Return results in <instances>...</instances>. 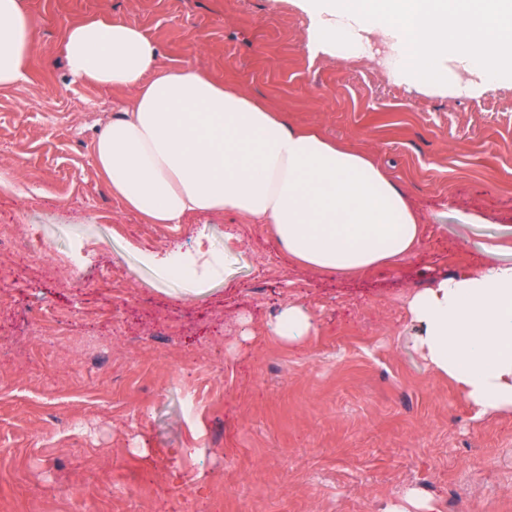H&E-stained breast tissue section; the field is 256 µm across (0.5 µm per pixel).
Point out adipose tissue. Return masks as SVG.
<instances>
[{
  "mask_svg": "<svg viewBox=\"0 0 512 512\" xmlns=\"http://www.w3.org/2000/svg\"><path fill=\"white\" fill-rule=\"evenodd\" d=\"M312 55L367 57L373 42L401 84L477 97L512 84V0H299ZM37 49L20 0H0V89L25 80ZM63 50L71 75L134 97L98 133L94 163L114 197L151 224L232 212L266 225L288 261L354 274L411 257L424 218L364 152L292 124L258 96L189 67L163 65L137 25L88 19ZM486 245L475 271L407 295L415 348L478 414L512 412V263ZM308 310L285 302L271 326L302 346Z\"/></svg>",
  "mask_w": 512,
  "mask_h": 512,
  "instance_id": "obj_1",
  "label": "adipose tissue"
}]
</instances>
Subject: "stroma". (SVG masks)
I'll use <instances>...</instances> for the list:
<instances>
[{
  "mask_svg": "<svg viewBox=\"0 0 512 512\" xmlns=\"http://www.w3.org/2000/svg\"><path fill=\"white\" fill-rule=\"evenodd\" d=\"M22 3L38 51L0 90V225L41 250L0 258V512H400L411 496L512 512V412L478 416L415 350L404 304L512 241V84L474 98L399 84L378 44L311 57L297 0ZM93 17L370 152L427 215L416 255L329 275L231 213L174 226L126 210L91 144L132 94L73 81L63 53L67 26ZM473 210L489 223H466ZM202 234L222 272L201 298L141 261ZM288 299L316 324L299 348L268 331ZM46 309L53 336L35 333Z\"/></svg>",
  "mask_w": 512,
  "mask_h": 512,
  "instance_id": "35a3bbf8",
  "label": "stroma"
}]
</instances>
